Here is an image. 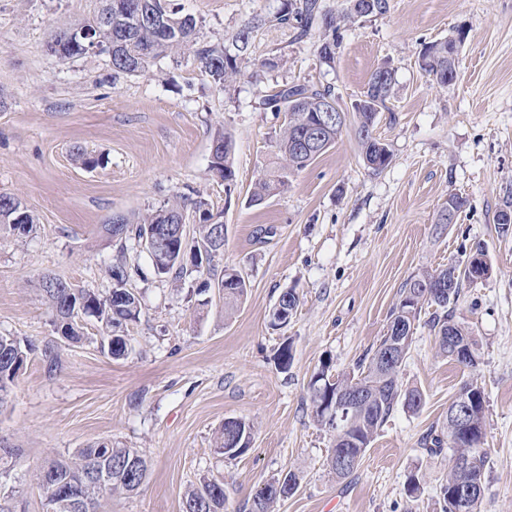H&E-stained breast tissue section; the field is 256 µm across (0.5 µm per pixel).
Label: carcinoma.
<instances>
[{
  "label": "carcinoma",
  "instance_id": "obj_1",
  "mask_svg": "<svg viewBox=\"0 0 512 512\" xmlns=\"http://www.w3.org/2000/svg\"><path fill=\"white\" fill-rule=\"evenodd\" d=\"M171 0H100L94 17L82 26L92 32L97 52L109 55L112 71L117 74H135L142 71L149 60L172 52L189 53L199 61L203 72L219 90L237 80L241 74L240 52L246 49L251 30L265 24V18L256 15L251 25L240 31L232 47L208 44L197 40L196 21L190 15L170 7ZM364 5L360 13L349 7L337 16L333 7L323 0H288L277 14L282 25H293L295 38L302 40L318 28L322 39L318 47L320 61L332 66L343 36L341 21H351L360 16L383 14L388 9L387 0H351ZM156 15L157 22L150 18ZM70 24L57 28L52 41L59 46L57 57L62 61L81 57L89 50L71 45ZM421 69L440 86L456 78V57L452 44L437 41L426 46L420 58ZM393 77L384 68L375 69L367 82L361 98L353 110L343 111L339 96L331 87L317 88L305 83L285 84L264 99V105L276 112L288 114L285 127L276 142V161L256 181L250 202L261 203L266 197L288 189L290 176L315 161L319 154L306 150L302 145L305 132L317 122L323 112L340 113L343 121L332 127L330 144H335L343 129L356 127L365 165L378 171L390 160L387 144L373 131L378 114L387 108ZM214 141L220 143L221 152L212 160L211 168L231 188L233 169V140L225 132H217ZM184 204L174 201L142 216L136 222L124 216L117 217L124 228V235L114 237L112 225H103V232L119 244L115 263L111 266L114 286L110 294L102 297L93 291L76 289L52 274L42 275L39 288L48 303L53 324L62 336L71 342L81 340L78 321L93 317L106 330L108 353L115 359L129 354L127 340L121 332L128 324L139 319V297L126 288L129 272L124 262V244L129 239L141 241L149 236L163 235L183 221ZM24 223L25 234L34 228V217L21 201L9 194H0V224L18 230ZM212 234V225L201 224L198 237L188 248L177 239L170 241L164 250L149 253L156 275L166 276L177 270L184 274L200 271L202 262L192 248L204 246ZM224 280L230 288L224 292V312L232 314L247 292V281L234 269L224 270ZM471 283L469 266L449 264L445 268L426 271L411 278L400 291L399 300L390 312L387 333L371 354L358 366L354 374L336 378L330 374V362L320 364L311 380V403L316 421L334 433L333 447L327 459L329 470L342 479L360 465L367 448L378 429L387 421L397 406L416 411L421 407V393L417 389H403L399 383L402 363L407 351L383 362L381 355L390 348L393 338L414 330L421 314L433 307L435 311L426 321L434 333L437 354L465 367L477 365L475 341L470 329L455 320L454 305L465 285ZM33 345L13 336H0V405L4 404L11 386L18 377L17 369L27 360ZM347 389L367 394L368 400L349 408L348 419L336 423L323 404H333L338 395ZM462 391L469 394L467 419L459 425L448 421L440 433L430 432L424 446L432 454L444 448L454 449L456 459L448 468L446 478L440 483L439 495L442 512H481L484 493V468L487 462L483 448L486 430V401L484 391L471 382ZM253 425L243 419L223 424L216 440L217 453L229 449L228 458L235 459L246 453L251 444ZM147 465L146 460L131 448H114L112 442H100L80 449L68 460L49 459L39 467L35 480L46 501V512H73V500H80L85 512H95L96 502L104 496L128 494L141 486L135 467ZM300 486V478L293 472L267 482L245 506L247 512H274L277 503L291 497ZM226 495L224 482L210 480L189 489L182 497V512H224Z\"/></svg>",
  "mask_w": 512,
  "mask_h": 512
}]
</instances>
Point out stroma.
I'll list each match as a JSON object with an SVG mask.
<instances>
[{"instance_id": "stroma-1", "label": "stroma", "mask_w": 512, "mask_h": 512, "mask_svg": "<svg viewBox=\"0 0 512 512\" xmlns=\"http://www.w3.org/2000/svg\"><path fill=\"white\" fill-rule=\"evenodd\" d=\"M282 3L174 0L204 43L231 44L254 15L265 17L241 54L242 76L220 91L183 55L116 75L101 55L64 62L50 54L56 27L91 19L99 0H0V193L36 218L23 238L0 228V335L35 346L0 406V446L16 452L13 470L0 473L12 512H46L37 465L107 440L138 451L149 470L138 492L100 498L96 512H180L184 492L207 479L223 481L227 512H237L290 470L300 487L275 512H441L451 452L430 454L422 438L445 424L471 381L486 397L483 512H512V225L494 222L512 200V0H388L386 13L343 27L330 67L319 60L318 36L296 41L275 21ZM457 35L458 76L437 85L420 54ZM384 65L394 83L374 134L390 149L389 165L365 167L350 127L291 176L287 192L250 204L287 121L263 106L265 96L286 83L331 86L348 107ZM219 129L234 141L229 188L211 169ZM78 148L102 164L81 167ZM452 194L467 206L454 223H437ZM176 196L189 236L204 214L223 223L214 272L156 276L147 251L128 241L127 286L142 305L126 332L129 356H109L91 318L81 321V342L56 338L40 277L109 295L120 249L103 224ZM478 244L492 274L467 284L454 308L472 331L477 367L438 357L418 324L400 382L422 393L421 408H397L357 470L336 478L327 467L333 436L310 401L313 374L324 360L335 376L355 370L386 333L405 283L466 261ZM228 268L248 283L229 319L218 286ZM289 288L299 307L287 326H272ZM50 340L53 365L41 353ZM228 418L254 425L248 452L233 460L214 448Z\"/></svg>"}]
</instances>
